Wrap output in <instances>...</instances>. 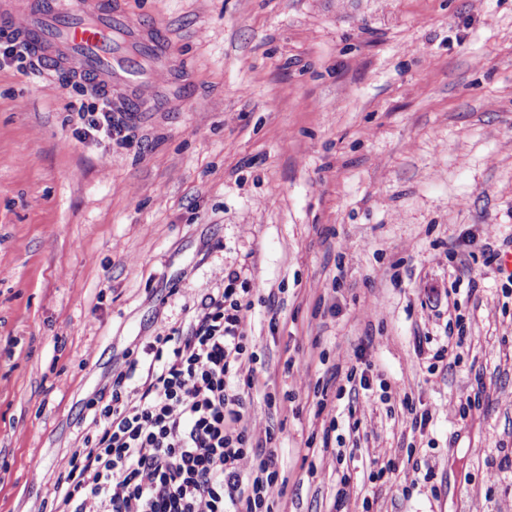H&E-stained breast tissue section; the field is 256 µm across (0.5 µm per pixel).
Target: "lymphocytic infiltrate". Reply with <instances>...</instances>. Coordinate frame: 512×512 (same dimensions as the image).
Segmentation results:
<instances>
[{"mask_svg":"<svg viewBox=\"0 0 512 512\" xmlns=\"http://www.w3.org/2000/svg\"><path fill=\"white\" fill-rule=\"evenodd\" d=\"M252 294L228 272L187 328H161L131 353L110 400L92 405L48 512H276L279 436L251 421L245 396L259 360Z\"/></svg>","mask_w":512,"mask_h":512,"instance_id":"obj_1","label":"lymphocytic infiltrate"}]
</instances>
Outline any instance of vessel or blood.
<instances>
[{
    "label": "vessel or blood",
    "mask_w": 512,
    "mask_h": 512,
    "mask_svg": "<svg viewBox=\"0 0 512 512\" xmlns=\"http://www.w3.org/2000/svg\"><path fill=\"white\" fill-rule=\"evenodd\" d=\"M25 41L43 69L59 76L93 81L101 94L113 85L133 89L128 107L148 108L144 63L165 57L162 32L142 36L117 0H0V30Z\"/></svg>",
    "instance_id": "1"
}]
</instances>
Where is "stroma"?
<instances>
[{
  "label": "stroma",
  "mask_w": 512,
  "mask_h": 512,
  "mask_svg": "<svg viewBox=\"0 0 512 512\" xmlns=\"http://www.w3.org/2000/svg\"><path fill=\"white\" fill-rule=\"evenodd\" d=\"M121 5L169 48L150 111L113 87L112 140L70 108L93 86L0 56V512H41L127 352L231 270L279 512H333L344 477L343 512H512V287L482 248L512 241V0ZM452 316L465 342L430 365Z\"/></svg>",
  "instance_id": "obj_1"
}]
</instances>
